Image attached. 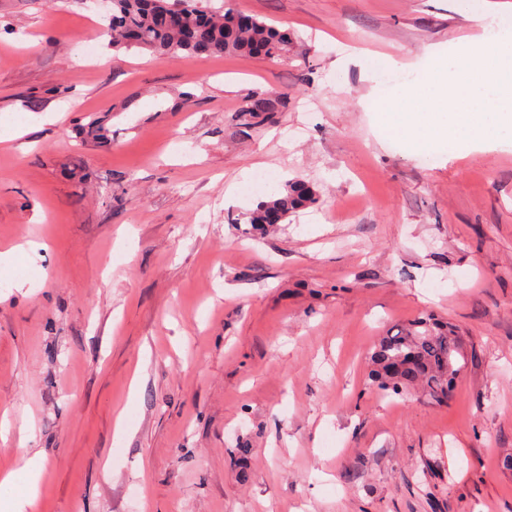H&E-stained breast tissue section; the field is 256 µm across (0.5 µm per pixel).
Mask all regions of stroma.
<instances>
[{
  "instance_id": "stroma-1",
  "label": "stroma",
  "mask_w": 512,
  "mask_h": 512,
  "mask_svg": "<svg viewBox=\"0 0 512 512\" xmlns=\"http://www.w3.org/2000/svg\"><path fill=\"white\" fill-rule=\"evenodd\" d=\"M200 5L288 54L115 51L95 0H0V252L38 246L0 277V414L31 429L0 471L40 454L31 512H512V150L408 153L348 58L473 23L456 0ZM251 166L317 203L244 223L263 180L224 191ZM428 315L461 336L447 404L381 397L375 345ZM284 107L285 101L280 97H259L250 100L242 112H246L250 118H259L279 112Z\"/></svg>"
}]
</instances>
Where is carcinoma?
Instances as JSON below:
<instances>
[{"instance_id":"obj_1","label":"carcinoma","mask_w":512,"mask_h":512,"mask_svg":"<svg viewBox=\"0 0 512 512\" xmlns=\"http://www.w3.org/2000/svg\"><path fill=\"white\" fill-rule=\"evenodd\" d=\"M106 34L114 48L146 49L164 58L215 56L278 58L288 51L286 31L256 16L200 9L195 0H110ZM280 97L250 100L244 112L252 118L281 111ZM317 200L314 186L302 180L274 190L246 214V223L263 225L268 216L308 207ZM463 357L455 326L419 318L383 336L371 355L373 378L382 397L403 395L419 387L438 405L448 403Z\"/></svg>"}]
</instances>
